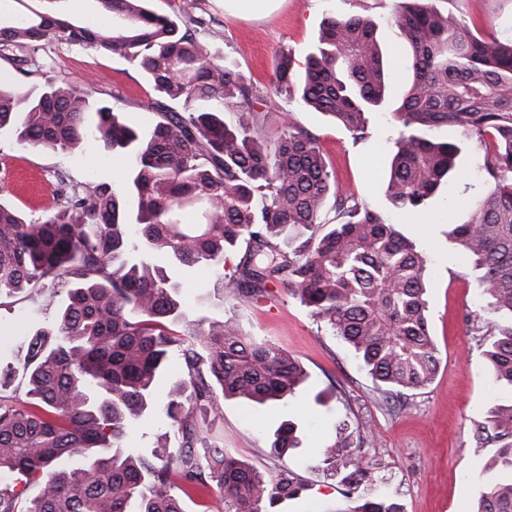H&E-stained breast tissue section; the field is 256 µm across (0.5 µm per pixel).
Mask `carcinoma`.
I'll use <instances>...</instances> for the list:
<instances>
[{"instance_id":"1","label":"carcinoma","mask_w":512,"mask_h":512,"mask_svg":"<svg viewBox=\"0 0 512 512\" xmlns=\"http://www.w3.org/2000/svg\"><path fill=\"white\" fill-rule=\"evenodd\" d=\"M99 24L32 7L0 14V52L56 39L135 62L159 96L157 119L121 112L65 80L28 90L0 80V131L33 148L68 152L90 141L128 160L124 187L60 179L52 211L25 219L0 204V299L28 292L47 315L22 330V364L0 365V390L26 386L32 402H0V512H184L175 489L214 482L224 512H275L303 496L291 470L267 475L212 436L221 401L268 405L295 397L307 374L276 344L246 335L232 317H188L176 267L212 271L224 292L252 300L289 288L317 323L351 346L387 398L436 377L427 259L380 212L339 192L318 139L284 126L273 145L256 134L269 94H288L330 116L353 138L385 104L387 57L368 18L330 14L303 59L288 49L264 91L197 40L194 3L184 27L149 0H91ZM397 35L409 47L405 92L389 109L398 129L385 197L424 215L439 188L463 187L448 239L473 271L488 316L482 340L492 381L512 391V41L474 34L431 0H397ZM236 114L228 125L221 118ZM448 127L453 135L442 138ZM484 151L478 190L463 161ZM332 222L322 219L329 194ZM242 253L232 272L227 257ZM159 255L163 264L144 256ZM64 295L61 304L54 298ZM184 376L163 384L173 360ZM148 415L168 431L139 452L128 430ZM284 420L270 450L300 447ZM496 448L498 474L475 512H512V397L475 425L471 447ZM344 420L313 469L340 478L355 506L332 512H403L376 490L377 468L352 451ZM41 484L22 499L21 484Z\"/></svg>"}]
</instances>
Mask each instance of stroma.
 Here are the masks:
<instances>
[{
  "label": "stroma",
  "mask_w": 512,
  "mask_h": 512,
  "mask_svg": "<svg viewBox=\"0 0 512 512\" xmlns=\"http://www.w3.org/2000/svg\"><path fill=\"white\" fill-rule=\"evenodd\" d=\"M199 2L203 23L195 32L197 40L260 89L269 86L283 50L303 56L327 13L369 17L397 73L390 83L391 95L397 98L402 93L408 54L392 25L396 0H283L278 11L262 19L229 15L224 0ZM433 4L473 33L512 38V0ZM37 57L43 67L32 74L19 72L13 61L0 57V76L26 88L48 77L65 79L91 97L112 100L132 126L145 128L154 121L151 105L157 94L123 56L48 40ZM288 121L317 137L340 191L362 206L384 210L388 222L397 224L426 255L439 371L427 388L410 392L403 405H392L377 391L352 348L314 322L287 286L270 285L267 297L258 302L228 296L224 308L235 315L243 331L277 343L298 359L308 381L297 397L267 407L224 401L212 434L223 441L226 453L258 470L273 474L287 468L305 481L304 498L283 502L280 512H332L344 503L340 487L312 469L310 457L331 437L336 419L346 415L368 438L365 456L382 464L381 491L399 499L404 512H470L483 485L478 474L484 463L469 449L472 432L498 391L488 379L480 342L486 318L483 300L469 266L448 243L449 194L444 189L437 193L429 218L386 209V161L397 136L389 113H369L365 137L357 141L328 116L281 95L262 106L258 130L273 140ZM125 170V160L108 151L60 153L21 145L9 133L0 135V204L28 218L45 215L60 177L118 186ZM36 318L23 298L0 302V361L14 359L6 334ZM332 384L340 398L325 407L316 405L315 392ZM289 418L299 424L302 446L280 460L269 453V437Z\"/></svg>",
  "instance_id": "stroma-1"
}]
</instances>
